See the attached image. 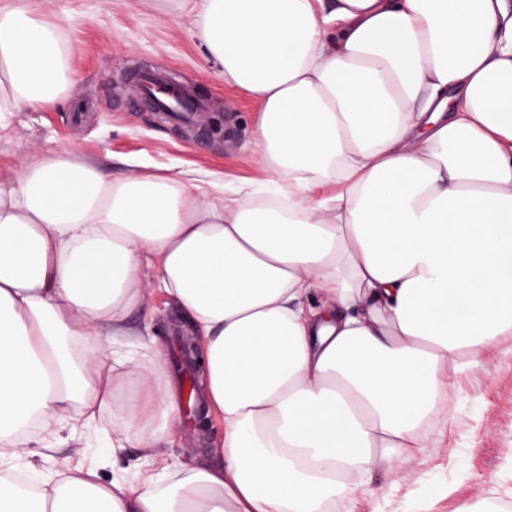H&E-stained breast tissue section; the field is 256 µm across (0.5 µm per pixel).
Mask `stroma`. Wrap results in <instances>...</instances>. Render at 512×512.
<instances>
[{
	"label": "stroma",
	"mask_w": 512,
	"mask_h": 512,
	"mask_svg": "<svg viewBox=\"0 0 512 512\" xmlns=\"http://www.w3.org/2000/svg\"><path fill=\"white\" fill-rule=\"evenodd\" d=\"M195 0H40L45 20L58 23L75 86L71 94L37 112L0 118V176L9 177L50 152L66 151L115 178L165 170H195L225 191L267 180L253 152L257 105L208 65L195 36ZM163 71L194 88L210 107L194 128L169 123L145 111L140 97L123 84L130 69ZM224 118V134L208 123ZM179 307L160 289L149 288L132 330L149 328L174 396L185 377L175 360L184 329ZM483 367L449 375L455 387L452 418L430 424L433 447L412 453L396 472H372L351 512H504L512 504V336ZM223 429L211 422L195 430L186 414L166 430L160 449L188 468L220 464ZM98 463L105 481L136 483L145 467L140 448L111 452L95 426L77 432L54 452L23 456L20 470L48 475L78 464Z\"/></svg>",
	"instance_id": "35a3bbf8"
}]
</instances>
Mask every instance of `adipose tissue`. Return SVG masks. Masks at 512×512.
<instances>
[{"mask_svg":"<svg viewBox=\"0 0 512 512\" xmlns=\"http://www.w3.org/2000/svg\"><path fill=\"white\" fill-rule=\"evenodd\" d=\"M196 36L257 104L276 195L66 152L0 179V467L121 386L103 435L156 457L177 405L154 339L127 340L147 271L203 343L222 462L0 476V512H344L512 334V0H202ZM66 89L58 26L0 0V114Z\"/></svg>","mask_w":512,"mask_h":512,"instance_id":"1","label":"adipose tissue"}]
</instances>
